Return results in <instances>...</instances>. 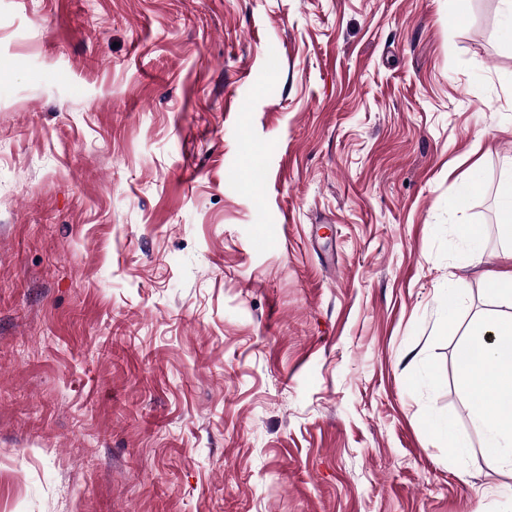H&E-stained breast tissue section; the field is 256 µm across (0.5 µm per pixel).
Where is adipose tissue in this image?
Instances as JSON below:
<instances>
[{"mask_svg": "<svg viewBox=\"0 0 512 512\" xmlns=\"http://www.w3.org/2000/svg\"><path fill=\"white\" fill-rule=\"evenodd\" d=\"M477 341L458 360L471 418L483 432L492 464L512 466V315L493 316L469 330Z\"/></svg>", "mask_w": 512, "mask_h": 512, "instance_id": "obj_1", "label": "adipose tissue"}]
</instances>
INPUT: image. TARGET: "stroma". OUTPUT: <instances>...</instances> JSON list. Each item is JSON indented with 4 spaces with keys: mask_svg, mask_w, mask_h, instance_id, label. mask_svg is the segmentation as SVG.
<instances>
[{
    "mask_svg": "<svg viewBox=\"0 0 512 512\" xmlns=\"http://www.w3.org/2000/svg\"><path fill=\"white\" fill-rule=\"evenodd\" d=\"M511 166L500 0H0V512H512ZM510 172L501 191V229L505 235L512 237V166ZM463 336H480L458 360L471 418L494 465L512 466V314L482 319Z\"/></svg>",
    "mask_w": 512,
    "mask_h": 512,
    "instance_id": "1",
    "label": "stroma"
}]
</instances>
